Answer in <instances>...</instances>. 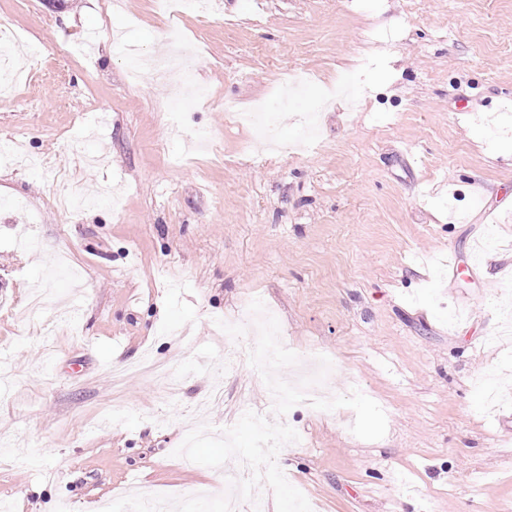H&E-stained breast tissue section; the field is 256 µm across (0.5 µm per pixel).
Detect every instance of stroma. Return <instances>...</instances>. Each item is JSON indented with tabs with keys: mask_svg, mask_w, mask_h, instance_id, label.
<instances>
[{
	"mask_svg": "<svg viewBox=\"0 0 512 512\" xmlns=\"http://www.w3.org/2000/svg\"><path fill=\"white\" fill-rule=\"evenodd\" d=\"M104 2L0 0L48 48L0 97V143L44 161L0 167V199L29 204L0 206V504L122 512L160 490L224 512L222 432L247 448L282 428L301 444L273 450L242 512L512 507V392L491 409L479 390L512 378V0H223L180 20L195 102L128 81L165 37L152 0ZM89 29L92 53L59 52ZM295 69L312 80L278 109ZM260 101L291 147L319 113L318 141L244 152L233 115ZM170 107L212 151L186 154ZM65 181L112 194L67 212ZM250 298L271 318L226 344L215 321ZM317 353L329 410L271 403ZM146 355L176 392L114 381Z\"/></svg>",
	"mask_w": 512,
	"mask_h": 512,
	"instance_id": "1",
	"label": "stroma"
}]
</instances>
